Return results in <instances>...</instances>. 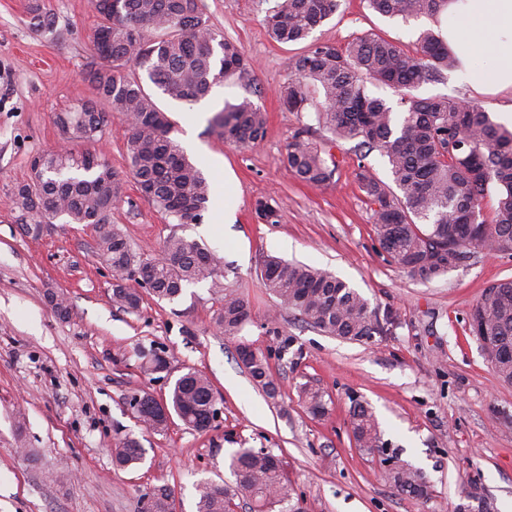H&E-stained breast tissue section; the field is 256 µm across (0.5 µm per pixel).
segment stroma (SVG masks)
I'll use <instances>...</instances> for the list:
<instances>
[{
  "label": "stroma",
  "instance_id": "obj_1",
  "mask_svg": "<svg viewBox=\"0 0 512 512\" xmlns=\"http://www.w3.org/2000/svg\"><path fill=\"white\" fill-rule=\"evenodd\" d=\"M28 3L0 0V512H140L143 496L160 485L172 491V512H196L198 483L232 481L229 458L240 448L282 456L306 512H457L474 489L497 512H512V385L497 379L469 326L484 290L512 279V253L474 254L429 282L399 268L381 248L355 180L364 165L391 181L386 159L330 142L313 113L288 111L279 98L290 59L310 42L342 46L372 32L412 51L419 33L440 30V21L390 19L365 0H341L309 40L278 44L263 23L268 0H203L213 27L254 64L252 99L267 115L266 136L239 149L209 130L214 113L243 94L231 79L193 105L163 96L157 103L176 142L196 128L185 154L211 187L223 188L230 224L213 225L208 213L201 223L180 224L142 198L126 161L124 121L109 113L105 136L89 148L123 181L113 223L148 256L174 234L215 250L225 285L250 304L234 339L214 327L222 296L209 283L189 286L172 303L144 295L139 311L128 313L112 302L92 226L59 220L34 236L15 224L10 192L32 180L33 156L61 145L56 114L94 99L85 69L88 36L100 23L92 0H49L56 26L43 33L29 24ZM418 93L477 102L512 129V90L480 92L452 70ZM303 129L336 165L328 185L301 182L286 166L287 146ZM261 201L275 209V223L258 217ZM269 256L335 274L379 312H391L393 324L351 342L301 322L263 284ZM50 288L68 298L69 318L49 305ZM241 342L266 357L279 403L240 364ZM151 346L166 352L174 373L193 367L209 377L223 409L209 431L176 421L158 434L137 421L128 396L144 390L163 399L170 388L141 368L138 350ZM305 385L324 392L325 415L306 411ZM358 402L372 408L387 448L425 473L427 498L397 491L380 456L356 447L350 416ZM124 435L146 454L119 469L111 448Z\"/></svg>",
  "mask_w": 512,
  "mask_h": 512
}]
</instances>
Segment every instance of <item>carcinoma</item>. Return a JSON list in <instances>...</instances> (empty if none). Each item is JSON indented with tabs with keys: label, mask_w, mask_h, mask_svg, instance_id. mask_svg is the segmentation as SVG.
Wrapping results in <instances>:
<instances>
[{
	"label": "carcinoma",
	"mask_w": 512,
	"mask_h": 512,
	"mask_svg": "<svg viewBox=\"0 0 512 512\" xmlns=\"http://www.w3.org/2000/svg\"><path fill=\"white\" fill-rule=\"evenodd\" d=\"M341 0H274L264 22L271 39L286 44L307 39L336 13ZM449 0H366L367 7L386 17L404 20L434 17L445 12ZM102 22L89 37L92 59L86 80L97 96L126 121L127 164L142 196L179 224H197L210 201V186L196 165L170 137L172 126L146 84L168 98L195 104L205 99L219 78H231L252 92L254 67L243 48L209 24L201 0H93ZM30 25L52 30L54 14L40 0L28 7ZM459 65L456 53L430 30L420 33L410 53L379 35L361 34L338 47L316 42L290 61L292 78L281 97L290 112H312L336 142L358 141L386 158L392 184L369 168L356 173L361 190L374 206L379 243L400 268L429 282L464 265L476 252L512 253V130L494 122L489 112L448 96L414 94ZM393 89L399 99L391 105L374 95L369 85ZM62 136L94 141L104 134V117L95 107L81 104L55 117ZM210 129L224 142L246 149L261 141L266 116L247 96L224 107L210 119ZM42 171L10 193L16 223L27 234L38 233L59 218L70 224H89L96 233L98 257L112 273V302L136 312L142 291L159 301L178 300L186 286L202 282L224 294L215 318L225 336L239 335L249 321L248 301L222 281L223 260L206 246L172 235L162 258L136 252L124 232L112 223V207L122 197V183L109 163L90 150L68 149L37 155ZM288 169L302 181L329 184L336 169L322 151L294 134L286 153ZM497 200L495 219L487 223L483 205ZM265 288L278 304L320 331L360 341L380 328L377 312L355 289L327 271L278 257L263 265ZM54 312L62 319L71 307L64 294L46 291ZM478 324L481 343L496 377L512 384V281L494 283L483 292L470 313ZM237 353L253 381L276 401L279 387L266 358L241 342ZM152 374L166 372L163 350L144 355ZM309 413L322 415L325 395L304 388ZM151 394L128 397L136 404L144 427L154 433L168 429L175 417L187 428L204 432L216 396L210 380L186 367L170 386L168 414L148 406ZM351 431L356 446L373 454L385 450L377 419L364 404L354 406ZM143 448L128 435L112 448V462L120 468L141 462ZM232 485L204 481L197 485V512H234L235 499L246 497L252 512H302L293 501L284 462L261 448H239L230 455ZM388 478L401 492L416 497L428 493L422 471L396 464ZM467 498L477 507L458 512H494L493 504L476 492ZM171 491L155 487L143 512H170Z\"/></svg>",
	"instance_id": "carcinoma-1"
}]
</instances>
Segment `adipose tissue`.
I'll return each mask as SVG.
<instances>
[{"mask_svg": "<svg viewBox=\"0 0 512 512\" xmlns=\"http://www.w3.org/2000/svg\"><path fill=\"white\" fill-rule=\"evenodd\" d=\"M448 10L460 15L471 29L472 43L465 50L460 47L464 36L458 28L442 30L449 47L459 52L461 77L480 88L512 89V0H450ZM479 50L497 56L495 69H473L471 54Z\"/></svg>", "mask_w": 512, "mask_h": 512, "instance_id": "obj_1", "label": "adipose tissue"}]
</instances>
